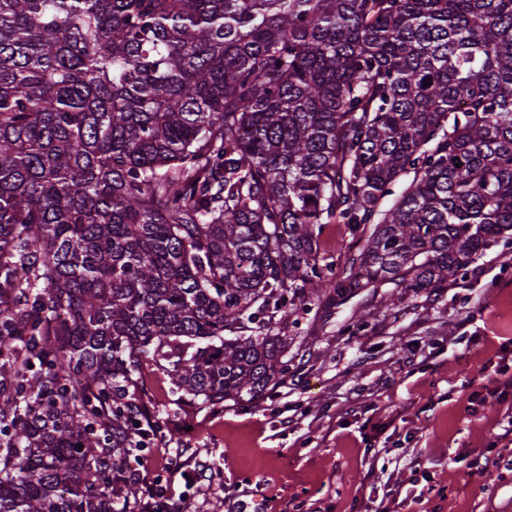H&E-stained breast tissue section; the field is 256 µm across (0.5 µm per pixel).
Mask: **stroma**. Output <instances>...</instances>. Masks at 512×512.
Segmentation results:
<instances>
[{"label":"stroma","instance_id":"35a3bbf8","mask_svg":"<svg viewBox=\"0 0 512 512\" xmlns=\"http://www.w3.org/2000/svg\"><path fill=\"white\" fill-rule=\"evenodd\" d=\"M368 324L358 327L360 317ZM308 346L253 403L180 415L155 389L159 432L144 463L188 512H372L421 464L420 503L397 512H512V472L470 474L467 450L512 456V394L485 368L512 339V239L465 277L395 305L367 291L301 319ZM484 398L472 408V397ZM201 472L177 479L182 458Z\"/></svg>","mask_w":512,"mask_h":512}]
</instances>
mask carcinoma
<instances>
[{
  "label": "carcinoma",
  "mask_w": 512,
  "mask_h": 512,
  "mask_svg": "<svg viewBox=\"0 0 512 512\" xmlns=\"http://www.w3.org/2000/svg\"><path fill=\"white\" fill-rule=\"evenodd\" d=\"M509 231L512 0H0V512H125L146 369L263 398L298 311ZM327 256L336 259V268L342 269L348 255L349 236L344 234L343 224H329L322 237Z\"/></svg>",
  "instance_id": "cac0c4a2"
}]
</instances>
